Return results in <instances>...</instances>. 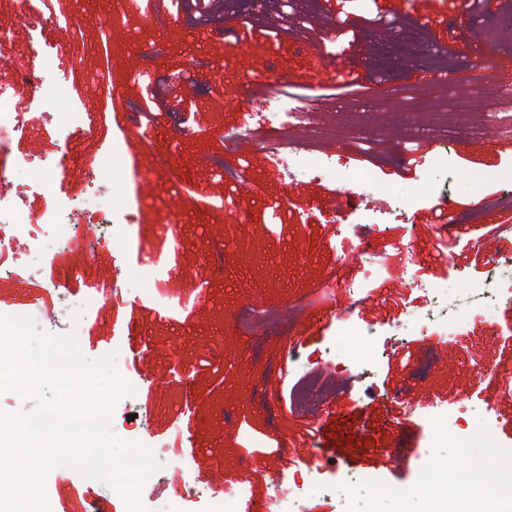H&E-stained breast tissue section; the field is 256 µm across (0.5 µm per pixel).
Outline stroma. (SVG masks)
<instances>
[{
    "instance_id": "35a3bbf8",
    "label": "stroma",
    "mask_w": 512,
    "mask_h": 512,
    "mask_svg": "<svg viewBox=\"0 0 512 512\" xmlns=\"http://www.w3.org/2000/svg\"><path fill=\"white\" fill-rule=\"evenodd\" d=\"M24 0H0V21L11 27L1 48L21 64L40 46L47 74L59 54L72 61L76 106L94 102L99 123L65 139L49 114L28 109L26 132L14 151L62 157L58 186L35 189L27 210H71L76 199L102 192L115 208H138L137 222L116 235L111 248L74 243L70 251L30 275L22 254L5 253L0 269V314L28 316L48 309L39 329L65 335L70 318L60 298L127 286L140 274L139 255L154 254V296L95 307L79 348L91 360L112 351L127 359L131 394L113 413V429L131 439L126 418L135 415L144 445L170 448L166 465L146 482L142 498L159 512L168 490L194 471L200 453L221 462L224 482L249 497L275 493L272 468L284 461L301 484L291 512H428L418 483L462 485L464 475L441 463L458 451L453 422L465 412L470 426H495L500 450L512 449V319L476 317L468 288L512 241L495 228L512 222V156L490 150L484 134H470L433 151L411 146V135L432 129L435 113L458 130L488 121L489 78L462 85L456 95L425 83L435 72L432 53L449 71L470 72L467 46H512V0L466 10V0H152L162 19L177 20L178 34L154 28L152 53L132 63L128 78L114 67V48L101 38L104 12L78 17L74 0H36L58 25L16 23ZM384 21H376L377 13ZM431 17L417 29V13ZM348 33L338 42L332 29ZM280 83L285 105L304 114L287 127L293 146L340 159V179L288 176L280 148L254 139L271 84ZM154 100L153 122L137 107ZM151 125L168 172L185 200L147 207L135 178L100 181L92 167L109 142ZM371 134L359 151L338 144L339 131ZM448 166L434 167V156ZM247 180H236L237 172ZM371 181L350 196V177ZM457 226L448 257H438L439 227L432 212ZM487 237L486 248H476ZM80 275L67 276L70 265ZM452 287L455 320L413 333L412 314L432 309L419 284ZM263 302L281 311L302 303L294 321L248 329L237 311ZM352 310L374 337L353 340L373 361L355 378L329 375L335 366L336 314ZM220 340L223 356L205 347ZM403 448L391 449L397 431ZM327 454L304 468L311 449ZM51 512H125L109 486L77 480L55 469Z\"/></svg>"
}]
</instances>
